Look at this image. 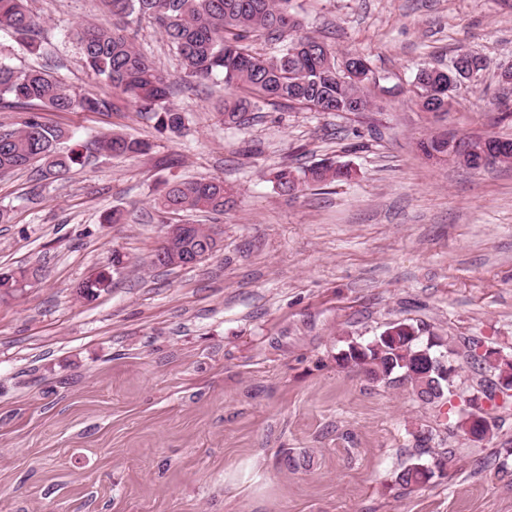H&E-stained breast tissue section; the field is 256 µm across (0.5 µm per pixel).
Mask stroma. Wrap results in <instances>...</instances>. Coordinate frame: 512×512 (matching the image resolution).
I'll return each instance as SVG.
<instances>
[{
	"label": "stroma",
	"instance_id": "stroma-1",
	"mask_svg": "<svg viewBox=\"0 0 512 512\" xmlns=\"http://www.w3.org/2000/svg\"><path fill=\"white\" fill-rule=\"evenodd\" d=\"M49 50L0 48L17 68L52 69L73 92L112 97L85 67L77 23L111 25L95 0H32ZM300 33L364 56L375 112L264 107L224 124L222 79L184 78L148 18L128 33L174 84V135L130 109L48 112L73 145L112 132L148 141L137 159L100 157L38 181L0 176V267L37 282L0 295V512H512V409L493 439L448 437L404 384L336 361L410 319L512 352V165L427 159L420 141L512 137L492 101L512 67V0H292ZM485 57L448 114L414 102L418 71L458 51ZM332 158L351 180L297 197L269 169ZM219 177L223 214L159 216L165 183ZM121 210L119 224L102 217ZM216 226L221 249L192 267L152 258L168 225ZM97 298L76 290L99 271ZM432 430L425 461L456 459L430 483L395 482ZM506 469H499V462Z\"/></svg>",
	"mask_w": 512,
	"mask_h": 512
}]
</instances>
